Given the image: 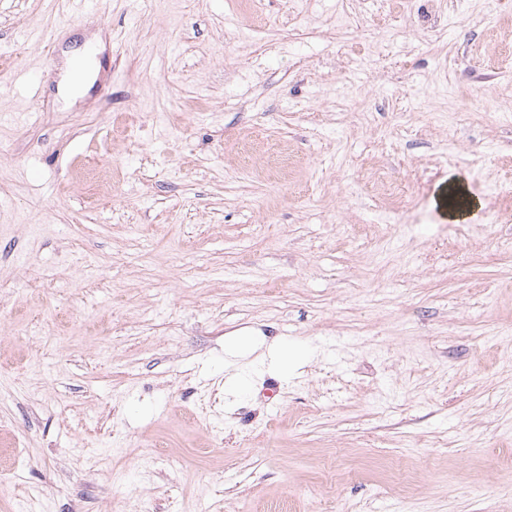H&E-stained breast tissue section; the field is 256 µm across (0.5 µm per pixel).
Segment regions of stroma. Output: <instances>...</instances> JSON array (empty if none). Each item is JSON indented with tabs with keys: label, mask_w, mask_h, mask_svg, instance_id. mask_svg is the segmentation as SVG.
Segmentation results:
<instances>
[{
	"label": "stroma",
	"mask_w": 512,
	"mask_h": 512,
	"mask_svg": "<svg viewBox=\"0 0 512 512\" xmlns=\"http://www.w3.org/2000/svg\"><path fill=\"white\" fill-rule=\"evenodd\" d=\"M507 197L512 0H0V512H512Z\"/></svg>",
	"instance_id": "stroma-1"
}]
</instances>
